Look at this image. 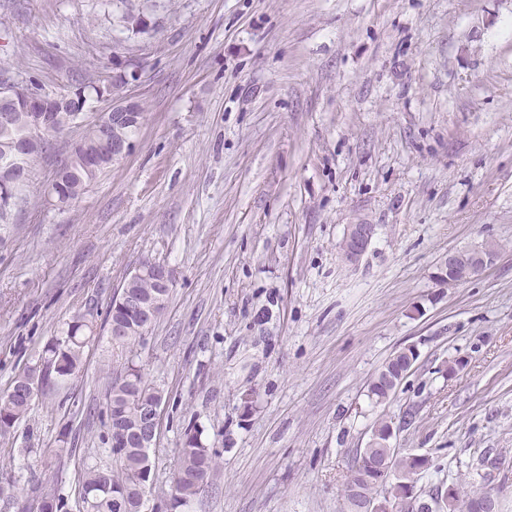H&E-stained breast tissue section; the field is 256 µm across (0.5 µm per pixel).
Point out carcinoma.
Here are the masks:
<instances>
[{
  "label": "carcinoma",
  "instance_id": "1",
  "mask_svg": "<svg viewBox=\"0 0 512 512\" xmlns=\"http://www.w3.org/2000/svg\"><path fill=\"white\" fill-rule=\"evenodd\" d=\"M54 132L61 133L76 124L74 113L62 108L54 113ZM28 114L25 108L16 111L15 124L5 130L0 128V164L5 162L6 151L11 141L27 132ZM103 129L95 124L88 126L80 141L93 151L102 139ZM66 169L64 183L71 188L87 187L95 182L98 175L87 170L76 159H64ZM470 261L468 251H460L456 269L448 273L447 282L457 285L464 282L463 274ZM129 291L135 294L142 310L130 309L112 301L107 307L104 323L110 327L114 323L125 326V333L112 339L117 345H135L140 342L148 329L161 317L165 304L154 306L160 293L169 294L170 289L161 288L154 274L140 276L130 283ZM93 332V324L85 315L78 314L68 324L66 336L51 339L46 347L48 354L44 371L35 374L27 370L18 375L5 392L0 393V437L11 434L16 423L31 407L21 391L36 384L49 387L56 381L77 374L82 365V357ZM418 354L413 350L397 351L379 369L368 386L369 397L383 403L395 394L406 377L410 361ZM163 399L162 392L150 385L141 366L134 359L127 362L122 371L112 378V387L106 401L103 424L106 428L109 452L116 467H88L79 474L80 496L84 512H144L145 498L138 489L151 483L150 449L140 447L134 439L119 447L113 445L112 421L120 420L125 429L132 431L139 424V404ZM391 436L390 425L383 419L372 428L371 446L359 452L351 466L347 483L360 490V496H374L378 488H385L393 500L407 495V483L414 476L429 469L431 461L424 455H401L396 449L387 446ZM388 457L392 480L385 483L381 475L360 464V460H375ZM216 452L203 440L200 429L195 424L188 425L182 434L177 452V463L173 477L171 498L163 503L166 512L188 505L203 490L202 483L210 481L216 472ZM36 512H68L67 499L56 490L36 491Z\"/></svg>",
  "mask_w": 512,
  "mask_h": 512
}]
</instances>
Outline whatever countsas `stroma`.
Returning <instances> with one entry per match:
<instances>
[{"label":"stroma","mask_w":512,"mask_h":512,"mask_svg":"<svg viewBox=\"0 0 512 512\" xmlns=\"http://www.w3.org/2000/svg\"><path fill=\"white\" fill-rule=\"evenodd\" d=\"M1 76L104 93L49 137L0 227V391L75 314L96 329L80 372L0 437V512L45 485L78 512L79 471L112 463L101 413L132 353L164 394L151 504L193 423L219 476L183 512H348L383 418L432 460L418 494L512 512V0H0ZM119 95L144 114L129 154L54 208L60 162ZM350 224L375 227L353 266ZM487 244L491 267L441 283L449 251ZM145 259L172 287L128 350L103 319ZM408 345L376 404L371 378ZM417 352L412 349L408 353L397 351L392 358L386 361L379 369L368 386L369 397L376 403H383L395 394L397 388L407 376V367L411 360L416 361Z\"/></svg>","instance_id":"stroma-1"}]
</instances>
